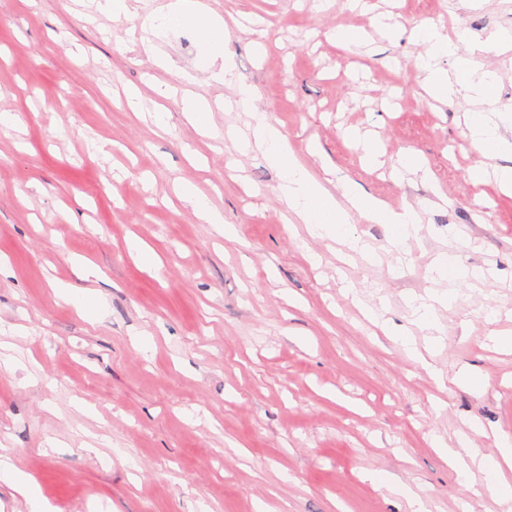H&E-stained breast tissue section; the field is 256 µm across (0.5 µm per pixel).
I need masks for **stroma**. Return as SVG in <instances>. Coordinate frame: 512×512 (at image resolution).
Returning <instances> with one entry per match:
<instances>
[{
    "label": "stroma",
    "mask_w": 512,
    "mask_h": 512,
    "mask_svg": "<svg viewBox=\"0 0 512 512\" xmlns=\"http://www.w3.org/2000/svg\"><path fill=\"white\" fill-rule=\"evenodd\" d=\"M89 2L0 0V447L56 512H409L389 478L427 512H512L493 492L496 440L512 439V349L494 341L512 336V196L472 180L512 154L471 146L465 115L483 102L433 105L419 45L334 39L377 12L405 31L512 35V0H201L228 27L235 78L332 195L329 168L419 211L398 246L386 225L349 224L368 255L291 221L278 171L229 137L249 121L233 88L178 76L199 57L193 32L156 41L173 66L152 64L139 17L167 0L117 20ZM129 87L141 111L124 106ZM189 92L217 138L184 117ZM350 128L381 143L384 168L364 167ZM409 154L427 172L392 181ZM186 184L235 236L197 219ZM444 254L484 279L434 281ZM65 285L100 295L101 311L79 313ZM434 291L447 302L416 322L415 299ZM439 437L476 455L466 476Z\"/></svg>",
    "instance_id": "stroma-1"
}]
</instances>
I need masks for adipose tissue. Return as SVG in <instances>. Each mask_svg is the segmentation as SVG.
<instances>
[{"mask_svg":"<svg viewBox=\"0 0 512 512\" xmlns=\"http://www.w3.org/2000/svg\"><path fill=\"white\" fill-rule=\"evenodd\" d=\"M141 27L158 37L170 31L194 29L202 39L203 54L194 70L181 71V79L191 84L196 82L198 74L205 73L210 79L233 83L232 64L224 57V19L207 10L200 0H168L159 13L142 17ZM411 37L426 48L419 58L418 68L424 75L423 88L434 100L442 102L459 96L480 100L493 98L495 75L485 67L482 58L501 45V37L473 40L469 54L461 59L453 77L437 65L439 57L453 55L456 49L441 28L422 25L413 29ZM233 85L239 104L252 113L249 141L261 151L265 162L280 172L278 193L296 221L308 225L318 237L343 239L354 249L361 248L362 242L349 236L346 226L355 217L368 224L390 225L392 240L397 244L415 234L419 216L410 204L394 208L378 198L361 195L349 186L345 187L342 197L331 195L297 160L285 135L269 120L266 112L255 107L253 89L245 84ZM510 130L512 109L497 108L472 115L468 138L475 149L495 158L512 153V140L506 136ZM0 479L6 480L29 503L31 512H54L41 498L36 481L20 472L5 451L0 452Z\"/></svg>","mask_w":512,"mask_h":512,"instance_id":"adipose-tissue-1","label":"adipose tissue"}]
</instances>
